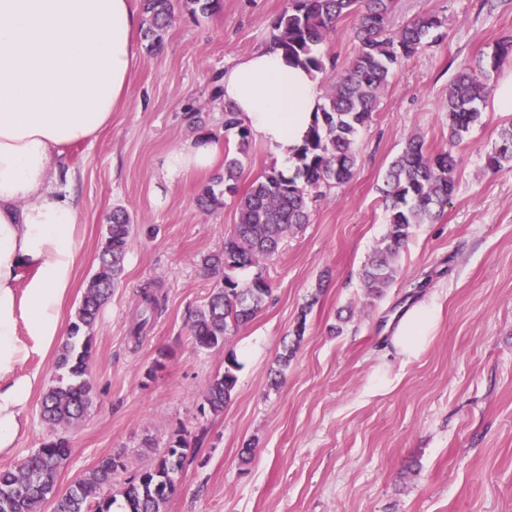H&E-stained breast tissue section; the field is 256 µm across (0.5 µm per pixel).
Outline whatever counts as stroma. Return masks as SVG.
<instances>
[{
	"label": "stroma",
	"mask_w": 512,
	"mask_h": 512,
	"mask_svg": "<svg viewBox=\"0 0 512 512\" xmlns=\"http://www.w3.org/2000/svg\"><path fill=\"white\" fill-rule=\"evenodd\" d=\"M286 0H218L213 11L176 6L162 47L133 42L138 66L125 107L98 139L71 147L64 165L81 198L83 258L64 312L73 324L114 209L134 219L122 283L93 328L89 378L96 398L65 429L66 490L106 457L118 467L105 496L178 436L190 447L175 492L161 512H512V171L496 174L483 156L512 112L487 99L482 119L455 148L456 193L434 223L417 225L396 259L398 273L377 300L361 287L363 265L385 231L380 189L413 135L430 151L448 146L442 102L464 66L512 35V0H396L392 26L418 14L446 17L443 37L406 60L380 96L359 138L354 177L314 203L310 221L285 238L262 272L271 294L225 346L195 347L189 324L213 286L201 260L234 230L235 202L196 205L210 175L167 174L171 152L195 140L185 113L207 115L203 132L236 153L224 127L220 79L226 67L270 37ZM281 166L275 149L250 142L240 190ZM162 299L137 337L139 291ZM436 299L442 312L415 358L390 345L400 313ZM307 316L302 338L293 334ZM294 352L287 367L277 359ZM233 351L241 368L223 413L203 393ZM281 369L278 385L270 372ZM40 395L0 468L14 467L49 440Z\"/></svg>",
	"instance_id": "35a3bbf8"
}]
</instances>
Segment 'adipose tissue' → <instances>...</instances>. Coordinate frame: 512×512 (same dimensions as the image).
<instances>
[{
	"label": "adipose tissue",
	"mask_w": 512,
	"mask_h": 512,
	"mask_svg": "<svg viewBox=\"0 0 512 512\" xmlns=\"http://www.w3.org/2000/svg\"><path fill=\"white\" fill-rule=\"evenodd\" d=\"M139 25L133 0H0V455L13 452L42 384L23 365L66 334L83 228L64 156L95 141L125 104ZM221 91L256 139L294 162L321 103L316 72L269 42L225 69ZM220 154L216 142L181 145L169 174L210 169ZM438 317L426 300L404 311L395 351L418 356Z\"/></svg>",
	"instance_id": "adipose-tissue-1"
}]
</instances>
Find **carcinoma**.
<instances>
[{
	"mask_svg": "<svg viewBox=\"0 0 512 512\" xmlns=\"http://www.w3.org/2000/svg\"><path fill=\"white\" fill-rule=\"evenodd\" d=\"M395 0H287L272 24L271 41L288 57L318 73L331 71L330 85L316 113L311 135L297 155L291 176L274 168L256 178L238 195L243 163L237 156L224 157V173L213 178L197 198L209 209L234 196L237 221L224 247L202 259L203 266L222 279L212 288L205 304L191 321L190 331L199 349H214L249 323L257 314L271 288L262 273L241 281L235 272L260 264L278 252L283 239L309 221L311 203L326 196L323 188L349 182L355 173L360 132L374 119L379 98L395 68L432 43V34L446 25L434 14H418L394 29L391 17ZM148 15L143 36L150 49L160 46L162 32L173 16L172 0H143ZM356 18L354 38L357 50L336 70L335 61H325L317 47L329 40L336 22L345 16ZM512 62V37L497 41L490 53L475 65L464 68L448 85L443 110L448 114V143L455 146L480 122L490 95V72ZM224 128L237 130L239 153L247 154L250 131L231 108H225ZM457 160L451 151L431 153L418 136L410 137L390 163L382 189L386 209V233L380 247L364 265L361 284L371 298L381 297L397 275L395 259L418 224H428L445 211L455 190ZM512 167V124L501 129L495 146L485 154L484 168L498 173ZM133 224L129 213L117 208L107 225L99 254L100 268L88 283L77 322L62 344L56 369L67 379H58L44 392L41 417L55 431L80 421L93 405L95 391L88 377L93 344L91 331L102 305L120 282ZM142 325L159 310L158 299L141 292ZM240 368L229 351L224 373L215 376L204 393L209 410L224 412L235 393ZM189 442L182 436L169 442L152 465L128 482L124 491L129 512H160L175 491L176 476L182 470ZM69 455V443L57 437L43 444L14 467L0 469V512H42L47 501L53 512H90L88 502L100 495L112 481L114 459L101 460L65 492L56 488L57 478Z\"/></svg>",
	"mask_w": 512,
	"mask_h": 512,
	"instance_id": "1",
	"label": "carcinoma"
}]
</instances>
